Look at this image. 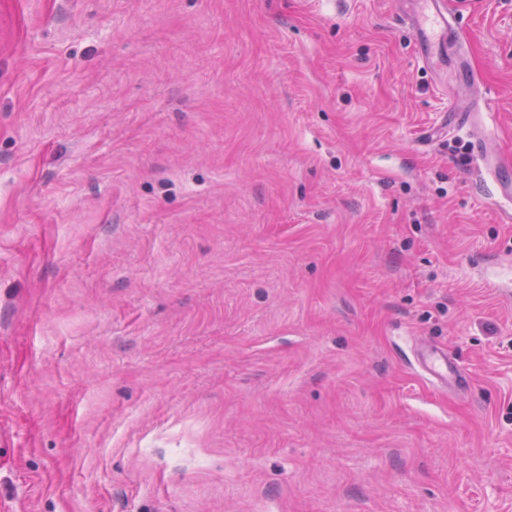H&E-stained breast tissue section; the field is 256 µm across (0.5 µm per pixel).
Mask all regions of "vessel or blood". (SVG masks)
Returning <instances> with one entry per match:
<instances>
[{
  "mask_svg": "<svg viewBox=\"0 0 512 512\" xmlns=\"http://www.w3.org/2000/svg\"><path fill=\"white\" fill-rule=\"evenodd\" d=\"M404 21L411 28L418 54L423 63L440 77H447V59H454L461 82V90L448 99V111L459 123L469 122L486 93L470 66L466 42L452 13L447 12L441 0H412L404 13ZM414 364L431 384L444 389H462L466 376L447 350L427 341L414 343Z\"/></svg>",
  "mask_w": 512,
  "mask_h": 512,
  "instance_id": "1",
  "label": "vessel or blood"
}]
</instances>
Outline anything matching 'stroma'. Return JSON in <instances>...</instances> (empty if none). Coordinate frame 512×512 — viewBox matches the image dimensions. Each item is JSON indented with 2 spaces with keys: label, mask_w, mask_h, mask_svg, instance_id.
<instances>
[{
  "label": "stroma",
  "mask_w": 512,
  "mask_h": 512,
  "mask_svg": "<svg viewBox=\"0 0 512 512\" xmlns=\"http://www.w3.org/2000/svg\"><path fill=\"white\" fill-rule=\"evenodd\" d=\"M447 5L470 126L397 0H0V512H512V0ZM414 362L421 375L436 387L462 390L467 382L458 363L441 349L425 340L414 341Z\"/></svg>",
  "instance_id": "obj_1"
}]
</instances>
